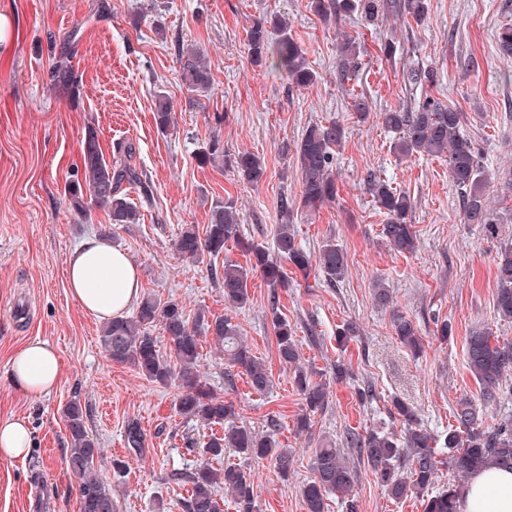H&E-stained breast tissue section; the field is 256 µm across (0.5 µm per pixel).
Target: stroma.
I'll return each instance as SVG.
<instances>
[{"label": "stroma", "mask_w": 512, "mask_h": 512, "mask_svg": "<svg viewBox=\"0 0 512 512\" xmlns=\"http://www.w3.org/2000/svg\"><path fill=\"white\" fill-rule=\"evenodd\" d=\"M309 0H0L8 32L0 39V420H28L29 456L0 459V512H28L44 495L38 512H80L77 480L67 471L68 429L63 410L79 400L89 438L102 453L95 461L100 478L111 484L117 512H182L187 486L171 480L175 470L194 467L198 455L184 440L208 442L220 426L187 419L174 408L176 391L148 381L130 364L107 360L100 343L103 324L80 309L67 277V257L86 236L109 234L139 268L143 294L178 301L188 316L229 315L264 361L272 386L253 392L245 375L228 370L211 339L201 341L200 363L214 391L233 402L237 420L272 433L291 451L288 479L272 466L244 459L234 450L224 459L240 464L254 484L258 512H304L303 485L313 475L315 448L322 439L341 441L345 430L366 426L400 428L390 413L392 400L404 401L425 428L444 431L457 402L471 400L486 424L512 414V398L485 404L465 363L466 339L488 330L512 341V321L494 309V258L512 240V193L496 177L512 169V63L496 48V32L512 21V0H428L417 23L387 16L362 25L347 15L324 23ZM278 14L303 46L317 82L291 87L277 71L253 66L246 34L260 17ZM361 35L364 51L356 76L339 84L338 34ZM71 40L80 90L76 99L59 94L51 66L64 40ZM394 40L400 50L384 56L379 45ZM193 43L207 56L214 92L203 104H189L181 87L175 46ZM432 72L434 82L406 84L408 68ZM365 94L373 114L357 121L351 97ZM174 102V125L163 132L153 120L155 99ZM434 97L462 112V131L481 152L493 180L487 197L500 223L495 233L462 221L459 194L445 158L396 156L394 133L379 112L412 106ZM339 121L346 139L336 155L335 202L300 212L296 239L309 251L333 240L347 258L343 278L327 283L318 272L289 273L288 285L272 291L261 276L249 281L250 300L227 308L216 276L225 261L245 263L238 247L204 263L182 261L174 240L184 225L203 228L209 198L232 196L243 238L273 248L281 196L300 194L295 144L307 126ZM95 124L105 156L119 143H133L135 162L153 192L146 204L137 189L141 221L110 227L96 208L90 217L74 210L65 188L76 178L79 143ZM227 153L250 151L264 158L258 186L239 182L232 172L200 165L197 156L212 137ZM377 176L408 192V220L417 231L411 254L391 250L382 234L384 216L367 190ZM391 292L393 307L378 306L376 285ZM295 330L301 363L314 381L329 385V404L312 417V435L298 433L303 400L293 371L280 364L269 299ZM411 318L422 352L397 340L393 312ZM357 322L359 338L338 345L344 322ZM448 323L447 342L435 339ZM46 341L58 353L62 372L55 390L33 401L8 381L9 363L29 341ZM353 376L336 377L337 362ZM372 381L377 398L361 402L360 381ZM137 421L146 435L144 457L129 456L124 431ZM126 463L116 476L112 463ZM354 493L358 512H423L420 497L396 502L378 487L367 467H359Z\"/></svg>", "instance_id": "35a3bbf8"}]
</instances>
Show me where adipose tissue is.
Instances as JSON below:
<instances>
[{"mask_svg":"<svg viewBox=\"0 0 512 512\" xmlns=\"http://www.w3.org/2000/svg\"><path fill=\"white\" fill-rule=\"evenodd\" d=\"M72 297L85 314L99 321L123 316L140 299L137 265L102 236L85 238L68 258ZM61 363L47 342L29 341L13 356L9 381L27 398L38 400L58 384ZM32 446L27 419L0 421V458L25 457ZM460 512H512V468L489 465L460 494Z\"/></svg>","mask_w":512,"mask_h":512,"instance_id":"obj_1","label":"adipose tissue"}]
</instances>
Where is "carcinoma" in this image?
<instances>
[{
    "label": "carcinoma",
    "instance_id": "carcinoma-1",
    "mask_svg": "<svg viewBox=\"0 0 512 512\" xmlns=\"http://www.w3.org/2000/svg\"><path fill=\"white\" fill-rule=\"evenodd\" d=\"M310 9L323 21L357 11L369 24L381 15L411 18L421 23L428 11L427 0H309ZM500 55L512 60V23L501 26L496 33ZM246 48L250 62L268 65L286 75L295 87H310L317 81V73L306 58V51L289 33L280 16L264 17L247 32ZM180 78L192 104H199L214 91L213 78L201 51L194 45L183 46L177 52ZM359 66L358 37L348 36L340 44L339 82L352 80ZM51 80L68 97L79 92V81L72 65L71 55L63 50L55 57ZM350 110L358 120L371 116L372 106L364 94L351 96ZM154 122L161 131L173 122V104L164 95L156 99ZM381 123L398 138L393 152L399 156L424 155L448 158V175L462 197V218L467 224H478L494 230L499 218L494 215L484 193L487 173L482 169L472 141L461 131L462 114L430 97L414 107L399 106L379 113ZM345 139V128L335 120L313 124L306 128L295 144L301 178L300 197H284L280 211L286 220L303 210H316L336 200V151ZM121 159L108 161L104 157L96 127L85 126L81 140V180L68 186V199L78 212L89 207H102L113 226L140 223L139 207L128 198L126 186H143V174L132 165L136 149L130 144L118 148ZM202 164L223 165L245 184L256 186L264 177L266 168L261 157L242 151L233 157L224 154L219 137H213L205 151L200 153ZM368 191L379 212L385 215L382 235L388 245L399 253L416 249L417 234L408 221L412 207L410 195L374 176L367 180ZM245 250L249 265L224 262L222 286L224 303L229 308H241L249 299L248 281L260 273L271 288L288 285L290 267L304 275L317 269L329 283L342 278L347 259L344 252L331 240L325 241L318 253L311 254L297 242L293 225H277L274 253L243 241L238 223L237 203L232 197L216 198L209 207V222L204 233L192 224L186 225L176 237L174 248L185 260L201 262L205 257L224 253L229 243ZM498 288L495 310L502 320L512 319V245L500 250L496 260ZM196 322L204 335L211 337L224 350V362L245 374L253 391L263 394L270 389L271 378L265 364L259 361L239 333V327L228 316L210 320L204 313ZM271 323L277 339L279 361L295 368L293 380L305 405L311 412L327 406L326 385L311 380L307 371L299 367L300 353L294 329L277 311V298L271 300ZM160 326L162 335L155 336L151 327ZM392 327L400 343L417 352L421 339L413 321L401 313L392 317ZM105 357L117 364L130 363L149 381L177 388V412L206 425L224 426V434L213 435L206 443L204 453L219 458L224 450L232 448L249 459L266 461L281 478H288L292 458L286 448H280L269 434L244 424H236L235 406L224 401L212 389L199 364V331L189 325L182 305L176 301L164 303L146 296L131 317L108 321L100 336ZM173 352L167 358L165 350ZM466 363L478 382L483 400L495 404L512 392L506 385L507 372L512 370V341L491 343L485 331H474L466 341ZM395 414L403 425L401 433L381 428L350 431L344 445L355 450L366 462L377 483L393 500L401 501L427 491L440 467L445 466L456 475L457 482L427 498L424 512H459L460 482L467 481L490 464H512V414L501 417L494 425L484 424L482 414L469 400H461L452 411L454 424L447 432L433 435L417 422L415 413L400 400L393 401ZM64 415L69 433L67 469L78 479L80 512H117V504L109 487L97 474L95 458L101 449L88 438L82 405L71 401ZM126 450L131 456L146 452V437L136 422H130L125 431ZM314 476L303 486L302 500L305 512H325L327 497L340 494L346 499L348 512H357L352 495L357 472L350 467L345 453L332 445H321L313 456ZM174 479L191 485L181 503L183 512H223L217 499V489L233 498L239 512H254L255 492L246 472L235 464L213 467L209 461L196 464L190 472H176Z\"/></svg>",
    "mask_w": 512,
    "mask_h": 512
}]
</instances>
